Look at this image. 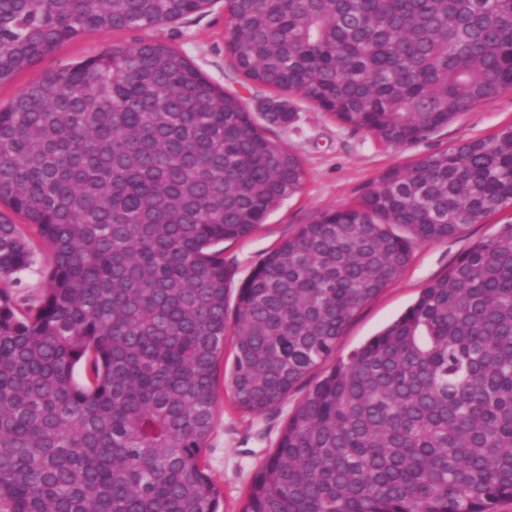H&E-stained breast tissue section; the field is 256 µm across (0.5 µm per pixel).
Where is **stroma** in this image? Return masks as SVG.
Listing matches in <instances>:
<instances>
[{"label": "stroma", "mask_w": 512, "mask_h": 512, "mask_svg": "<svg viewBox=\"0 0 512 512\" xmlns=\"http://www.w3.org/2000/svg\"><path fill=\"white\" fill-rule=\"evenodd\" d=\"M226 24L224 0H210L202 12L172 24L147 30L85 32L41 58L32 68L18 73L11 81L0 84V106H7L44 72L66 67L107 45H128L150 39L180 50L206 78L239 91L249 112H263L274 92L264 86L245 84L225 48ZM288 101L298 111L297 121L286 127L267 126L266 134L300 158L306 173L304 185L300 192L271 212L251 235L225 242L224 259L235 268V279L239 282L299 225L353 202L364 186L389 168L412 164L425 154L464 140L490 137L512 124V92L507 91L458 116L420 143L395 147L342 126L334 117L297 96H289ZM510 223L512 206L509 205L462 234L415 249L400 278L369 301L347 324L336 341L335 358L348 357L398 318L474 241L490 237L500 225ZM49 259V251L39 248L32 266L20 273V282L14 290L18 304L26 306L40 300L46 286L44 271ZM307 389V384H300L277 414L259 416L236 408L229 389L219 387L214 423L203 457L209 475L223 495L221 512H243L253 475L275 447L288 414Z\"/></svg>", "instance_id": "1"}]
</instances>
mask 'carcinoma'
<instances>
[{"label": "carcinoma", "mask_w": 512, "mask_h": 512, "mask_svg": "<svg viewBox=\"0 0 512 512\" xmlns=\"http://www.w3.org/2000/svg\"><path fill=\"white\" fill-rule=\"evenodd\" d=\"M210 0H0V83L89 30ZM250 83L391 145L512 90V0H225ZM266 121L297 111L272 99ZM305 179L182 53L112 45L0 110V506L219 512L201 455L226 338L235 406L274 414L416 247L512 206V124L393 167L235 284L220 245ZM51 253L19 311L5 285ZM234 318H228L229 300ZM84 378L76 377V369ZM512 500V224L321 378L243 512H495Z\"/></svg>", "instance_id": "carcinoma-1"}]
</instances>
